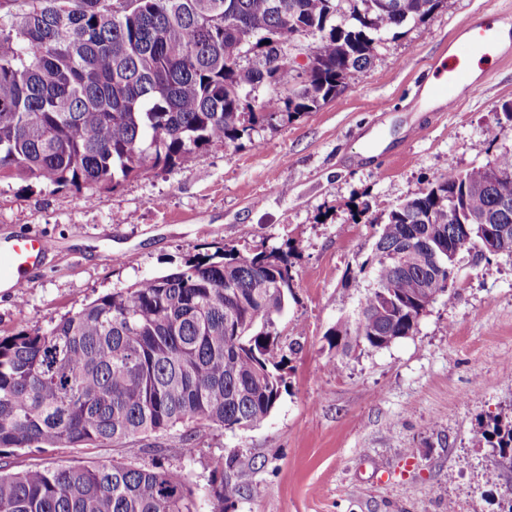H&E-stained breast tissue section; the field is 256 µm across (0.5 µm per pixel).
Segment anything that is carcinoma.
Returning <instances> with one entry per match:
<instances>
[{"mask_svg": "<svg viewBox=\"0 0 512 512\" xmlns=\"http://www.w3.org/2000/svg\"><path fill=\"white\" fill-rule=\"evenodd\" d=\"M0 0V179L92 191L141 165H167L211 142L227 147L262 122H289L364 76L385 37L444 0ZM296 86H277L279 56L300 36ZM483 224L512 225V153L444 171L393 209L360 271L374 284L332 348L373 350L412 335L419 297L446 286L448 245L512 253ZM289 253L197 256L176 271L102 295L47 332L0 337V512H196L181 468L114 458L11 471L18 449L122 448L185 428L263 423L285 387L276 321L294 288ZM483 435L512 468V424ZM238 454L209 478L213 512L240 493Z\"/></svg>", "mask_w": 512, "mask_h": 512, "instance_id": "1", "label": "carcinoma"}]
</instances>
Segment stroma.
I'll return each instance as SVG.
<instances>
[{
    "label": "stroma",
    "mask_w": 512,
    "mask_h": 512,
    "mask_svg": "<svg viewBox=\"0 0 512 512\" xmlns=\"http://www.w3.org/2000/svg\"><path fill=\"white\" fill-rule=\"evenodd\" d=\"M495 11L512 12V0H445L425 22L387 37L367 74L320 108L262 125L234 149L217 142L171 166L144 164L94 203L70 189L0 181V239L39 232L57 245L25 295L0 289V336L48 331L195 256L278 248L290 251L294 274L278 330L302 344L267 420L199 434L192 458L173 430L119 449H22L15 469L159 459L183 468L198 512H212L210 471L234 450L242 491L226 512H503L512 470L497 467L482 432L512 423V254H461L456 300H435L416 332L387 348L341 354L326 339L373 286L359 266L388 213L439 173L512 151L503 113L512 59L482 63L479 89L457 111L412 109L460 23ZM380 98L391 112L374 111Z\"/></svg>",
    "instance_id": "35a3bbf8"
}]
</instances>
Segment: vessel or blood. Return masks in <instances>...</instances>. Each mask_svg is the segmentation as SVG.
Returning <instances> with one entry per match:
<instances>
[{
	"label": "vessel or blood",
	"instance_id": "obj_1",
	"mask_svg": "<svg viewBox=\"0 0 512 512\" xmlns=\"http://www.w3.org/2000/svg\"><path fill=\"white\" fill-rule=\"evenodd\" d=\"M512 56V14L499 12L474 16L461 26V39L453 50L454 63L447 72L429 84L427 98L446 111L460 101V90L470 83L471 58ZM55 249L54 241L42 234H23L0 243V284L13 296H20L30 285L28 273L40 266Z\"/></svg>",
	"mask_w": 512,
	"mask_h": 512
}]
</instances>
